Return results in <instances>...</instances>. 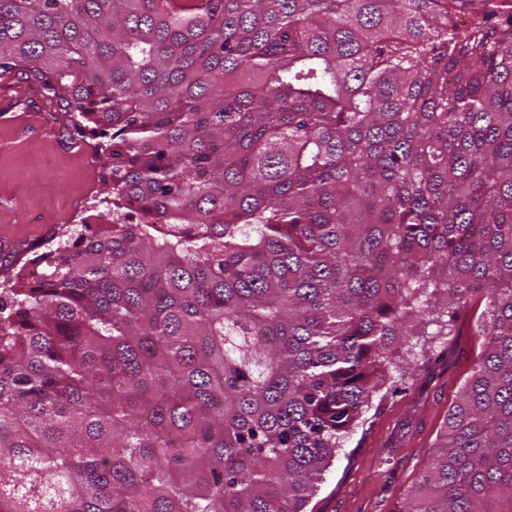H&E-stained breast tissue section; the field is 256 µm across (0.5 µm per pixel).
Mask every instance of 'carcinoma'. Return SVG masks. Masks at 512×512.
Returning <instances> with one entry per match:
<instances>
[{
	"label": "carcinoma",
	"mask_w": 512,
	"mask_h": 512,
	"mask_svg": "<svg viewBox=\"0 0 512 512\" xmlns=\"http://www.w3.org/2000/svg\"><path fill=\"white\" fill-rule=\"evenodd\" d=\"M0 76L108 166L106 210L0 287V512H306L394 338L476 301L399 512H512L494 0H0Z\"/></svg>",
	"instance_id": "carcinoma-1"
}]
</instances>
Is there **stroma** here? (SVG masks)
Returning <instances> with one entry per match:
<instances>
[{
  "instance_id": "35a3bbf8",
  "label": "stroma",
  "mask_w": 512,
  "mask_h": 512,
  "mask_svg": "<svg viewBox=\"0 0 512 512\" xmlns=\"http://www.w3.org/2000/svg\"><path fill=\"white\" fill-rule=\"evenodd\" d=\"M103 166L64 112L45 126L0 119V283L42 272L32 254L54 249L67 221L104 196ZM478 322L463 314L448 336L428 340L399 392L373 398L323 475L313 512H395L431 457L459 387L481 351Z\"/></svg>"
}]
</instances>
